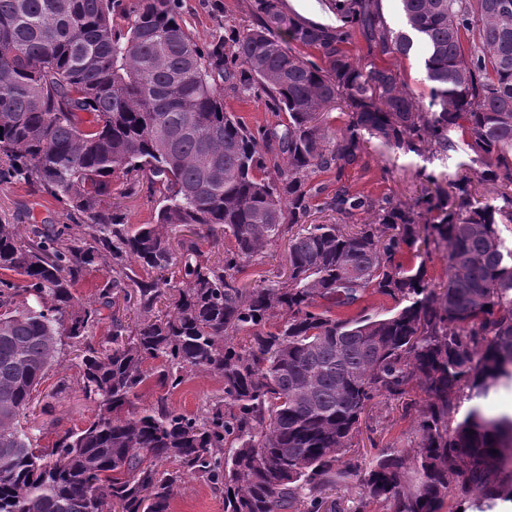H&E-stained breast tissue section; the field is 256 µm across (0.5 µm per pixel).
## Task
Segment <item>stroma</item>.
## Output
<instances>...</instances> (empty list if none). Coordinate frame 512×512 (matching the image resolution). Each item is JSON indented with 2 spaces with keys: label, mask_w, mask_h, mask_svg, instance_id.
<instances>
[{
  "label": "stroma",
  "mask_w": 512,
  "mask_h": 512,
  "mask_svg": "<svg viewBox=\"0 0 512 512\" xmlns=\"http://www.w3.org/2000/svg\"><path fill=\"white\" fill-rule=\"evenodd\" d=\"M252 2L183 0L182 13L194 38L203 42L210 40L222 20L238 29L251 27L255 21ZM347 50L361 62L397 70L414 92L423 96L428 94L429 87L419 54L407 57L383 55L360 37L348 44ZM422 165V160L416 156L403 155L374 143L360 162L348 167L343 176H336L332 171L314 174L311 178V184L317 191L312 200L314 222L341 223V216L320 208L325 197L332 195L340 184L350 192L372 198L393 196L412 200ZM34 219L62 221V207L51 196L34 194L25 183L0 184V223L17 224L26 229ZM287 270L288 242L283 239L268 246L256 260L246 264L237 278L245 287L261 288L272 276ZM77 377L73 355L70 348L65 347L58 363L45 375L39 387L40 394L49 396L54 415L64 429L83 426L94 416L95 406L78 390ZM223 389L224 382L219 376L192 372L177 390L169 394L168 402L180 411L194 413L208 398L222 393ZM418 423V413L406 415L396 402L376 400L368 426L357 433L351 453L363 460H371L376 448L398 446L416 439ZM172 512H224V501L213 493L205 480L189 477L175 492Z\"/></svg>",
  "instance_id": "stroma-1"
}]
</instances>
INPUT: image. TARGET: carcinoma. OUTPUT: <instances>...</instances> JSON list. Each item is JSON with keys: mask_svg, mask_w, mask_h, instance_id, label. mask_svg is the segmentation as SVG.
I'll return each mask as SVG.
<instances>
[{"mask_svg": "<svg viewBox=\"0 0 512 512\" xmlns=\"http://www.w3.org/2000/svg\"><path fill=\"white\" fill-rule=\"evenodd\" d=\"M334 2L348 26L254 0L256 25L201 43L181 0H0V183L31 184L66 217L28 235L0 224V512H170L191 476L224 512H339L329 492L349 481L390 512H442L452 494L476 512L512 503V415L480 404L512 384V0H398L402 30L379 0ZM357 34L383 54L422 44L428 100L354 59ZM227 92L263 93L284 118L252 130ZM373 140L429 164L462 152L467 173L448 192L422 167L411 203L340 186L322 209L372 222L308 223L311 176L341 177ZM115 179L127 196L158 188L154 223L133 230L113 209ZM179 227L192 236L175 248ZM200 234L234 245L212 261ZM285 238L287 278L241 286ZM419 243L444 249L447 281L398 260ZM95 266L110 275L85 302ZM369 289L397 309L333 314ZM65 339L96 412L63 431L46 421L42 448L27 416ZM189 372L224 380L195 414L167 402ZM145 386L163 395L138 411ZM377 398L417 410L419 436L365 468L347 452Z\"/></svg>", "mask_w": 512, "mask_h": 512, "instance_id": "1", "label": "carcinoma"}]
</instances>
